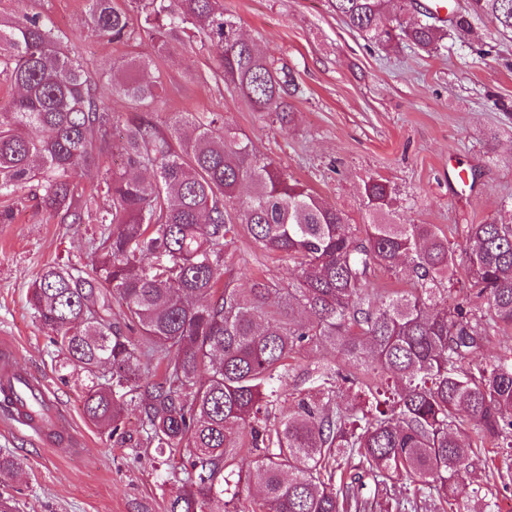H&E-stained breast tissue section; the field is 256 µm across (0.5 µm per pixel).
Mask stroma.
<instances>
[{"label": "stroma", "instance_id": "35a3bbf8", "mask_svg": "<svg viewBox=\"0 0 512 512\" xmlns=\"http://www.w3.org/2000/svg\"><path fill=\"white\" fill-rule=\"evenodd\" d=\"M241 31L272 60L287 63L300 86L289 127L273 122L211 75L213 60L189 45L173 44L157 67L162 81L153 104L160 125L183 112L223 114L260 153L291 178L341 210L350 225L364 223L361 188L378 177L397 191L401 223L433 224L462 251L463 229L512 210V34L472 17L467 33L450 34L439 53L404 44L369 45L334 13L329 0H223ZM45 15L58 29L77 33L73 50L99 81L102 101L127 121L102 74L140 52L85 32L87 0H0V18L20 6ZM474 174L473 188L456 191L454 167ZM0 347L14 367L45 380L49 398L65 411L50 441H35L0 409V459L13 471L0 479V495L16 512H167L183 474L167 453L148 446L140 412L123 417L125 440L109 436L84 413L86 378L61 368L52 334L27 300L29 283L46 266L87 261L90 224L48 218L30 188L0 196ZM224 275L288 284L293 263L267 254L247 234L224 255ZM332 349L296 354L283 380L285 399L269 419L288 413L298 393L312 389L322 364H340Z\"/></svg>", "mask_w": 512, "mask_h": 512}]
</instances>
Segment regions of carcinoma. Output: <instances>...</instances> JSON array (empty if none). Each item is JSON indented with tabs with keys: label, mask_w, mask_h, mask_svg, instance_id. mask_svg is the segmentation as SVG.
I'll use <instances>...</instances> for the list:
<instances>
[{
	"label": "carcinoma",
	"mask_w": 512,
	"mask_h": 512,
	"mask_svg": "<svg viewBox=\"0 0 512 512\" xmlns=\"http://www.w3.org/2000/svg\"><path fill=\"white\" fill-rule=\"evenodd\" d=\"M332 5L382 48L438 50L473 15L512 32V0H468L448 27L416 0ZM87 24L118 43L146 36L150 46L112 82L137 115L126 123L123 162L86 196L76 177L112 154L115 112L45 17L23 8L0 19V78L17 89L0 113V196L33 187L63 223L90 216L100 225L89 263L45 268L27 295L61 367L87 376V419L122 437L127 398L144 391L146 440L185 450L183 490L168 512H241L243 485L256 487L259 512H495L470 488V457L489 443L512 475V358L476 370L472 362L512 326V219L465 225L459 263L434 225L398 223L393 188L372 177L361 190L367 222L355 234L223 117L185 113L165 128L154 120L155 60L187 42L212 54L214 78L280 126L292 122L293 71L244 38L222 0H89ZM242 229L293 261L296 282L241 288L229 278L217 288L224 250ZM460 266L470 288L450 305ZM377 268L411 270L413 287H373ZM115 295L122 326L112 322ZM304 347L333 348L352 371L318 368L317 398H298L269 426L281 399L275 382ZM143 356L162 365L144 387ZM244 450L261 455L253 471L235 466ZM345 459L357 460L349 482Z\"/></svg>",
	"instance_id": "carcinoma-1"
}]
</instances>
